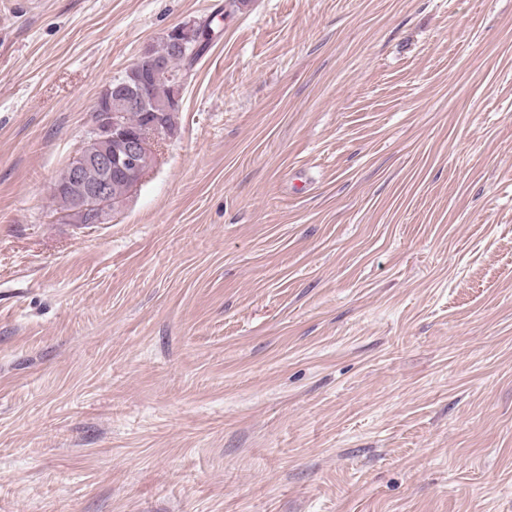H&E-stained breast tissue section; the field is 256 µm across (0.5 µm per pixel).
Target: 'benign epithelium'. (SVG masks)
Listing matches in <instances>:
<instances>
[{"mask_svg": "<svg viewBox=\"0 0 512 512\" xmlns=\"http://www.w3.org/2000/svg\"><path fill=\"white\" fill-rule=\"evenodd\" d=\"M133 70L142 77L133 85L117 84L114 90L127 97L130 108L148 113L149 121L140 130H129L118 116L98 106L93 108L89 134L94 136L96 149L90 154H79L71 165L76 182L88 166L99 171L98 182L77 199L76 220L81 224L105 221V216L120 203L110 192L112 176L124 174L131 179L139 176L140 157L152 151L154 142L165 134L162 114L154 111L150 96L151 83L167 76L165 65L147 51L133 64Z\"/></svg>", "mask_w": 512, "mask_h": 512, "instance_id": "7a95c632", "label": "benign epithelium"}]
</instances>
